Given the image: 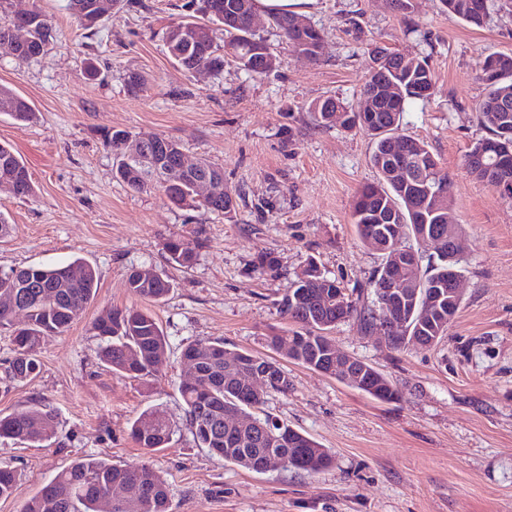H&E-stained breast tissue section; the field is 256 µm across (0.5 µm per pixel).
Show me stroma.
Returning <instances> with one entry per match:
<instances>
[{"instance_id": "1", "label": "stroma", "mask_w": 512, "mask_h": 512, "mask_svg": "<svg viewBox=\"0 0 512 512\" xmlns=\"http://www.w3.org/2000/svg\"><path fill=\"white\" fill-rule=\"evenodd\" d=\"M189 3L125 0L87 31L68 0H40L53 21L48 49L36 58L0 50V85L37 114L27 125L0 114V143L34 185L25 198L0 191V214L12 226L0 241V268L82 258L99 274L96 300L67 331L45 339L35 381L8 379L13 344L0 329V412L42 401L58 414L43 446L0 438V465L18 473L0 512H22L80 457L149 460L166 482L170 512H512V201L464 166L470 146L487 135L476 112L484 61L512 53V0H488L480 28L448 17L440 0H411L405 14L390 0H314L304 17L325 47L313 61L288 51L262 12L255 30L278 56L263 76L232 61L218 75L177 67L165 32L190 14ZM376 46L427 58L435 74L431 97L408 107L402 129L426 142L448 174L463 226L460 309L430 348L392 349L354 318L331 329L337 349L393 383V401L284 361L293 386L267 393L260 410L328 448L331 467L256 472L224 462L196 445L185 421L182 348L220 338L227 350L268 355L266 336L297 328L281 301L311 259L350 300L373 299L368 281L382 256L351 222L358 191L378 180L372 143L356 128L316 126L307 107L326 97L357 107ZM132 72L145 79L134 93L126 87ZM111 128L172 138L188 158L222 164L225 187L238 195L233 219L117 180L100 138ZM196 235L205 245L192 267L166 261L167 240ZM261 254L275 267L257 268ZM133 267L167 276L173 289L165 301L129 293ZM132 306L151 312L169 339L146 382L104 367L92 329L105 311ZM154 404L176 429L168 448L148 455L130 425Z\"/></svg>"}]
</instances>
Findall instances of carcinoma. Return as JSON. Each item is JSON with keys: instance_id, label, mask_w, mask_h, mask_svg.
Segmentation results:
<instances>
[{"instance_id": "obj_1", "label": "carcinoma", "mask_w": 512, "mask_h": 512, "mask_svg": "<svg viewBox=\"0 0 512 512\" xmlns=\"http://www.w3.org/2000/svg\"><path fill=\"white\" fill-rule=\"evenodd\" d=\"M101 16L86 11L90 0H68V8L81 26L89 29L112 14L122 0H99ZM223 17L207 13L204 0H195L196 12L207 18L183 20L169 27L166 44L169 54L186 72L205 65L213 72L224 69V61L232 59L252 75H265L276 67L277 58L270 45L257 36L245 16L258 9L257 0H221ZM448 16L470 26L485 24L488 5L485 0H441ZM298 15L278 12L273 23L282 40L294 52H304L317 59L322 55L324 36L313 25L304 31L291 23ZM32 54L41 55L50 43L52 25L39 7L31 19ZM184 28L209 29L213 38L205 42L180 37ZM481 80L486 94L477 106L480 123L488 135L475 142L465 155V168L476 180L494 187L502 197L512 200V54L495 52L484 64ZM434 74L425 58L380 49L375 52L374 66L361 90V99L370 107L348 111L332 98L308 106V113L317 126L337 124L358 127L371 137L374 150L371 161L379 180L363 187L353 207V224L363 243L380 252L383 263L375 271L368 288L377 293L394 266L401 259L400 251L410 247L409 240L424 233V225L437 239L435 254L418 255L416 262H406L405 274L418 288V296L407 325L409 333L386 336V344L394 349L409 345L432 347L448 331V317L455 316L462 299L448 304L443 297V315L429 311L423 300L428 284L448 288V274L462 273L463 258L448 244L458 236L462 225L457 223L450 203L448 174L426 142L401 134L406 105L432 94ZM0 112L20 124L36 119V112L22 96L7 86H0ZM104 145L116 158L115 176L134 190L161 188L156 165H172L183 155L179 142L169 140L168 152L155 157L153 134L125 129H108L101 134ZM407 140L406 154L391 153V141ZM208 178L216 182L219 192L206 200L197 199L196 183ZM0 188L15 197L33 192L31 177L24 163L12 148L0 143ZM178 207H204L210 212L229 216L237 201L224 192V169L202 159L200 166L182 176L178 185L166 194ZM378 224L385 233L377 241L367 239L366 225ZM204 241L170 239L165 243L167 260L181 267L191 266ZM126 288L135 296L159 303L171 292L172 284L155 273L145 279L139 268L129 269ZM98 289L95 268L76 259L66 265L44 267L29 265L0 269V298L18 300L24 308L25 323L14 329V356L9 361V377L19 383L33 381L40 372L39 353L46 337L66 331L94 300ZM342 291L336 281L325 277L314 260H309L282 300L283 313L299 324L302 331L292 335L274 334L270 346L311 370L328 376L336 375V345L327 331L350 317L358 318L368 331L378 326L371 308H357L347 296L336 301ZM93 329L104 345L99 358L106 368L146 380L154 376L155 360L168 347L167 336L155 317L142 309H111L93 323ZM182 358L195 364L196 381H186L180 388L185 413L195 442L201 448L224 458V461L257 472L272 461L284 463L282 469L317 473L333 463L332 453L288 424L266 415L258 417L250 411L263 403L258 388L265 387L286 394L292 388L288 373L273 359L250 352H228L224 340H200L187 344ZM260 360L269 371L251 382L252 362ZM368 386L366 393L389 401L397 389L377 369L370 366L361 378ZM57 414L53 408L35 401L25 408L0 415V438L23 444L40 445L55 434ZM131 436L138 447L150 453L165 448L172 440L173 428L166 412L159 406L145 409L131 424ZM140 483L151 488L148 495L112 500V512H169V498L162 476L147 462L112 464L96 458H79L60 470L53 478L51 493L40 491L28 501L23 512H100L101 501L112 488L121 484ZM16 473L0 467V498L12 494Z\"/></svg>"}]
</instances>
